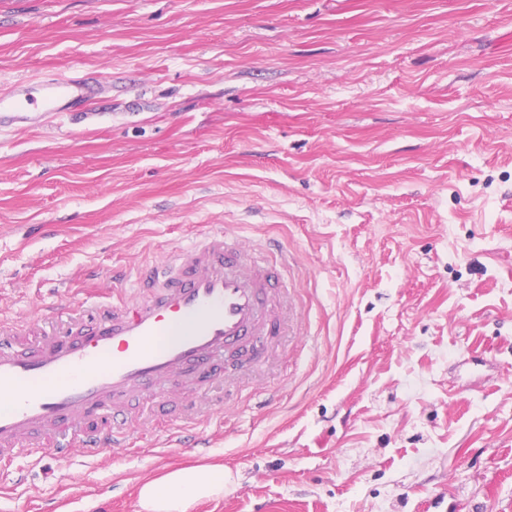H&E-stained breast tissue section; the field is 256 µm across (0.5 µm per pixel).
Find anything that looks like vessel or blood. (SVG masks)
<instances>
[{
  "label": "vessel or blood",
  "instance_id": "b4317fda",
  "mask_svg": "<svg viewBox=\"0 0 512 512\" xmlns=\"http://www.w3.org/2000/svg\"><path fill=\"white\" fill-rule=\"evenodd\" d=\"M92 76L22 83L0 97V129L39 113L65 115L94 99ZM287 247H248L233 230L212 229L163 260L122 275L118 299L0 321V460L50 453L68 466L73 449L93 459L131 445L151 404L153 424L179 401L187 427L178 448H203L192 429L206 409L199 391L225 380L235 388L269 364L286 335L299 332L300 305L288 286Z\"/></svg>",
  "mask_w": 512,
  "mask_h": 512
}]
</instances>
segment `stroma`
Instances as JSON below:
<instances>
[{"mask_svg":"<svg viewBox=\"0 0 512 512\" xmlns=\"http://www.w3.org/2000/svg\"><path fill=\"white\" fill-rule=\"evenodd\" d=\"M90 74L91 112L0 130V320L111 299L229 225L277 239L301 338L200 455L0 462V512H456L512 500V0H0V95ZM224 493V467L198 466L171 471L145 483L140 504L148 512H187L195 502Z\"/></svg>","mask_w":512,"mask_h":512,"instance_id":"stroma-1","label":"stroma"}]
</instances>
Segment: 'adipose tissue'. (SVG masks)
Returning a JSON list of instances; mask_svg holds the SVG:
<instances>
[{"instance_id":"obj_1","label":"adipose tissue","mask_w":512,"mask_h":512,"mask_svg":"<svg viewBox=\"0 0 512 512\" xmlns=\"http://www.w3.org/2000/svg\"><path fill=\"white\" fill-rule=\"evenodd\" d=\"M224 469L198 466L171 471L139 491L144 512H187L195 502L223 494Z\"/></svg>"}]
</instances>
